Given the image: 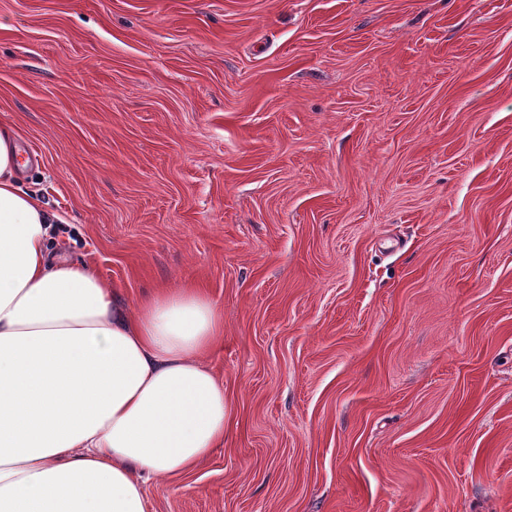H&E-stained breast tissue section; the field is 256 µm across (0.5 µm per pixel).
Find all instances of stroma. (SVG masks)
Wrapping results in <instances>:
<instances>
[{"label": "stroma", "instance_id": "1", "mask_svg": "<svg viewBox=\"0 0 512 512\" xmlns=\"http://www.w3.org/2000/svg\"><path fill=\"white\" fill-rule=\"evenodd\" d=\"M0 121L52 256L224 316L152 512H512V0H0Z\"/></svg>", "mask_w": 512, "mask_h": 512}]
</instances>
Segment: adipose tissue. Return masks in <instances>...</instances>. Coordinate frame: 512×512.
I'll return each mask as SVG.
<instances>
[{
	"mask_svg": "<svg viewBox=\"0 0 512 512\" xmlns=\"http://www.w3.org/2000/svg\"><path fill=\"white\" fill-rule=\"evenodd\" d=\"M0 123V512H151V482L224 443L200 288L129 306L87 262L47 260L60 215L23 188Z\"/></svg>",
	"mask_w": 512,
	"mask_h": 512,
	"instance_id": "1",
	"label": "adipose tissue"
}]
</instances>
